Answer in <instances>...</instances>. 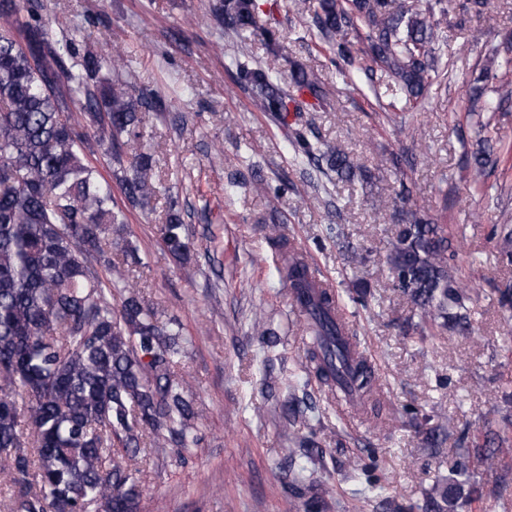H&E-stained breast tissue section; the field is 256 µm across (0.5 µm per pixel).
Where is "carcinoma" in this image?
Masks as SVG:
<instances>
[{"label": "carcinoma", "instance_id": "1", "mask_svg": "<svg viewBox=\"0 0 512 512\" xmlns=\"http://www.w3.org/2000/svg\"><path fill=\"white\" fill-rule=\"evenodd\" d=\"M486 0H316L312 28L334 44L337 71L348 78L357 53L394 80L399 99L418 101L437 78L434 50L449 10L463 26L480 16ZM262 0H217L212 16L237 36L225 55L236 68L235 83L249 93L253 108L285 118L292 92L327 105L324 85L297 68L285 81L274 61L255 63L240 32L254 26ZM0 473L10 477L8 512H140L139 469L127 464L151 434L159 448L182 453L199 441L194 433L195 400L179 371L184 354L180 324L162 319L129 277L140 263L130 249L116 258L112 234L123 231L112 188L89 157L102 150L119 162L128 157L120 189L132 204L157 192L151 155L137 149L138 109L165 110L155 95H134L122 78L124 51L105 60L78 45L86 29L60 34L44 15L42 0H0ZM355 34L363 47L348 39ZM512 40L495 45L474 78V94H497L495 112L512 101ZM86 104L82 122L70 112ZM293 161L341 180L371 175L336 142L310 128L295 130ZM484 172L501 161V150L485 142L473 157ZM412 191L402 185L381 205L398 229L388 256L392 283L418 310L423 329L470 336L466 275L443 224L409 206ZM166 249L178 258L190 253L191 229L171 213L159 229ZM502 259L512 264V224H498ZM107 272L102 278L94 269ZM306 308L304 332L311 337L302 372L333 395L342 373L354 369L356 388L380 410L376 380L359 342L351 343L336 319L332 293L314 287L309 266L292 254L279 269ZM120 303L112 304L110 295ZM309 405L289 397L283 406L295 426ZM501 431L482 426L483 442L456 460L448 478L426 495L422 512H457L460 504L512 490L509 471L487 485L472 479L470 454L488 467L512 454V419ZM288 462L315 461L319 450L308 437L284 449ZM288 491L303 499L305 512H323L322 497L305 469L283 476Z\"/></svg>", "mask_w": 512, "mask_h": 512}]
</instances>
